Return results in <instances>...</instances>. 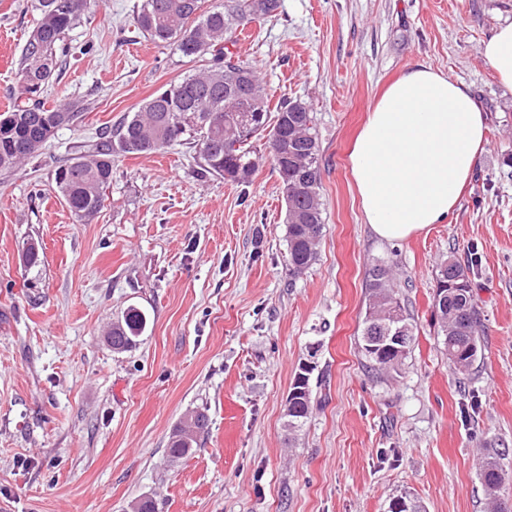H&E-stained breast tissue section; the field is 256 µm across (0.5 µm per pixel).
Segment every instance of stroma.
<instances>
[{
    "instance_id": "obj_1",
    "label": "stroma",
    "mask_w": 512,
    "mask_h": 512,
    "mask_svg": "<svg viewBox=\"0 0 512 512\" xmlns=\"http://www.w3.org/2000/svg\"><path fill=\"white\" fill-rule=\"evenodd\" d=\"M32 0H0V112L18 87ZM135 0H98L70 34L89 53L46 88L83 100L23 169L0 174V512H386L406 492L426 512H486L479 461L512 451V90L480 45L512 0H281L240 51L276 96L307 101L320 146L325 226L317 261L284 263L281 184L199 177L192 149L115 155L104 206L76 223L54 171L76 145L189 68L134 33ZM427 65L469 87L487 119L480 164L448 218L378 237L348 166L386 87ZM42 247L27 268L22 247ZM469 265L478 356L464 377L432 322L436 271ZM392 268L416 326L399 372L361 352L368 271ZM148 311L135 349L107 334ZM311 364L314 405L296 441L284 411ZM205 408L209 431L177 464L169 435Z\"/></svg>"
}]
</instances>
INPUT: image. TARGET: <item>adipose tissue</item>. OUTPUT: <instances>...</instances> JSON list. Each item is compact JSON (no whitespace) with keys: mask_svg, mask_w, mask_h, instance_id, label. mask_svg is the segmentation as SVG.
Here are the masks:
<instances>
[{"mask_svg":"<svg viewBox=\"0 0 512 512\" xmlns=\"http://www.w3.org/2000/svg\"><path fill=\"white\" fill-rule=\"evenodd\" d=\"M480 51L512 89V24ZM485 143V116L467 88L429 66L403 74L370 112L348 158L373 231L403 239L443 221L459 204Z\"/></svg>","mask_w":512,"mask_h":512,"instance_id":"adipose-tissue-1","label":"adipose tissue"}]
</instances>
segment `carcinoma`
<instances>
[{
  "label": "carcinoma",
  "instance_id": "carcinoma-1",
  "mask_svg": "<svg viewBox=\"0 0 512 512\" xmlns=\"http://www.w3.org/2000/svg\"><path fill=\"white\" fill-rule=\"evenodd\" d=\"M92 0H33L36 12L19 60L20 90L7 110L0 112V173H11L38 157L60 128L85 109L81 100L50 105L43 92L63 65L85 54L68 33L89 13ZM280 0H140L132 25L140 36L162 43L194 68L127 113L75 157L54 171L56 191L74 216L95 217L112 182V156L150 155L173 145H190L199 155L202 177L219 176L245 186L259 167L262 155L255 142L271 125L281 134L279 154L271 156L285 206L284 262L288 272L301 276L317 260L325 224L321 200L319 143L313 112L305 102L273 94L256 69L237 48L238 34L251 23L276 17ZM432 316L448 363L461 375L469 372L478 352L479 310L469 268L457 260L443 263L437 273ZM366 309L399 324L415 336L405 300L382 265L370 269ZM149 325L147 312L130 306L112 323L108 341L123 353L136 347ZM311 390L297 395L288 415V431L307 422ZM209 417L202 410L185 414L169 437L167 456L177 462L198 446ZM492 450L481 460V480L490 512H503L499 491L505 481L500 460Z\"/></svg>",
  "mask_w": 512,
  "mask_h": 512
}]
</instances>
